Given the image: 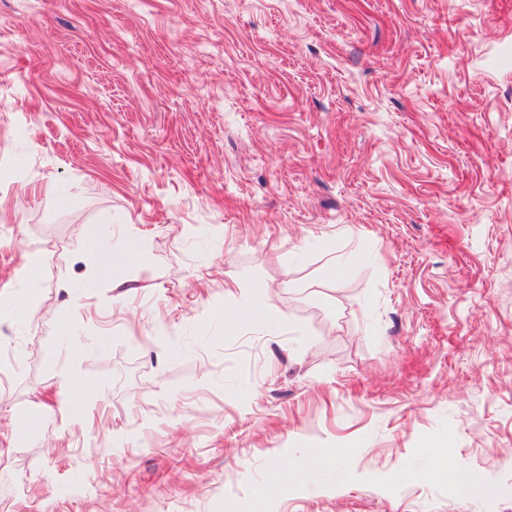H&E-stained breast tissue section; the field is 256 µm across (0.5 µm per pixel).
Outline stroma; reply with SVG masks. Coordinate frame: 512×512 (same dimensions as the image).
Returning <instances> with one entry per match:
<instances>
[{
  "label": "stroma",
  "instance_id": "35a3bbf8",
  "mask_svg": "<svg viewBox=\"0 0 512 512\" xmlns=\"http://www.w3.org/2000/svg\"><path fill=\"white\" fill-rule=\"evenodd\" d=\"M1 145L0 512H512V0H0Z\"/></svg>",
  "mask_w": 512,
  "mask_h": 512
}]
</instances>
